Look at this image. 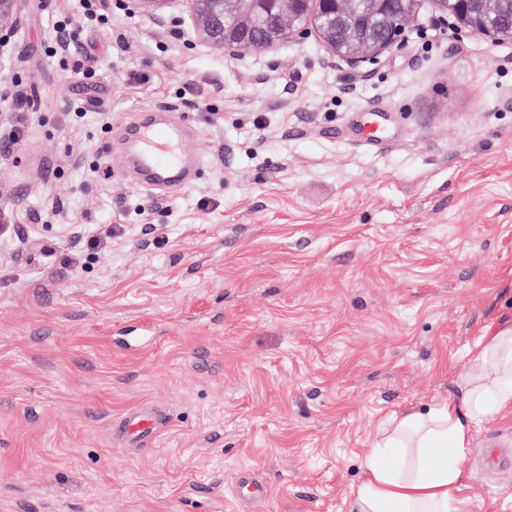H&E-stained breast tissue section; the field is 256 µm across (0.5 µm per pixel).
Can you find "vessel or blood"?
<instances>
[{
  "label": "vessel or blood",
  "mask_w": 512,
  "mask_h": 512,
  "mask_svg": "<svg viewBox=\"0 0 512 512\" xmlns=\"http://www.w3.org/2000/svg\"><path fill=\"white\" fill-rule=\"evenodd\" d=\"M130 134L139 155L141 185L169 196L196 183L201 167L186 152L187 143L196 135L194 125L170 112L158 120L147 112ZM121 425L124 433L140 439L154 434L161 420L157 415L135 410L124 417Z\"/></svg>",
  "instance_id": "obj_1"
}]
</instances>
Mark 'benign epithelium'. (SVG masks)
I'll return each mask as SVG.
<instances>
[{"label": "benign epithelium", "mask_w": 512, "mask_h": 512, "mask_svg": "<svg viewBox=\"0 0 512 512\" xmlns=\"http://www.w3.org/2000/svg\"><path fill=\"white\" fill-rule=\"evenodd\" d=\"M24 0H0V69L10 61L9 43L20 20L19 10ZM194 19V35L206 44L224 47L236 55L252 49L267 48L292 36L304 25L311 26L327 44L331 52L351 67L392 48L414 18L417 0H399L401 9L386 14L391 0H367L371 12L386 15L391 36L362 43L354 38L343 42L330 39L320 19L344 12L354 0H186ZM305 6V17H290L285 30L264 40L259 39L252 28L253 18L259 12L277 10L285 12L291 4ZM443 8L458 23V28L470 33L497 37L500 28L494 15L501 0H439Z\"/></svg>", "instance_id": "obj_1"}]
</instances>
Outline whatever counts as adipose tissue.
<instances>
[{
    "label": "adipose tissue",
    "instance_id": "1",
    "mask_svg": "<svg viewBox=\"0 0 512 512\" xmlns=\"http://www.w3.org/2000/svg\"><path fill=\"white\" fill-rule=\"evenodd\" d=\"M512 415V327L485 333L447 401L395 416L363 462L350 512H459L475 431Z\"/></svg>",
    "mask_w": 512,
    "mask_h": 512
}]
</instances>
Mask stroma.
Returning <instances> with one entry per match:
<instances>
[{
    "label": "stroma",
    "mask_w": 512,
    "mask_h": 512,
    "mask_svg": "<svg viewBox=\"0 0 512 512\" xmlns=\"http://www.w3.org/2000/svg\"><path fill=\"white\" fill-rule=\"evenodd\" d=\"M97 4L25 0L0 71V512H349L389 421L512 321V42L419 0L352 68L314 32L230 55L185 0ZM163 108L204 163L168 197L107 139ZM464 471L468 512H512V417ZM161 424L157 415L140 410L129 412L121 422L124 433L137 439L154 434Z\"/></svg>",
    "instance_id": "1"
}]
</instances>
